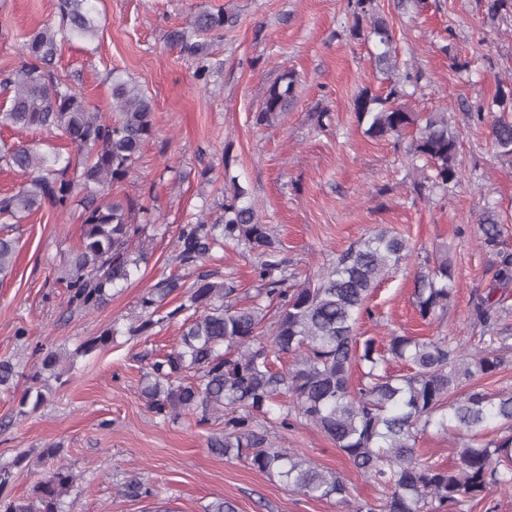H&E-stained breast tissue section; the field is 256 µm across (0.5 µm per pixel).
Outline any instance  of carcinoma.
Instances as JSON below:
<instances>
[{
	"instance_id": "obj_1",
	"label": "carcinoma",
	"mask_w": 512,
	"mask_h": 512,
	"mask_svg": "<svg viewBox=\"0 0 512 512\" xmlns=\"http://www.w3.org/2000/svg\"><path fill=\"white\" fill-rule=\"evenodd\" d=\"M353 23L350 34L375 44L374 63L381 70L397 67L393 35L377 0H349ZM61 24L44 26L22 47V64L4 79L13 86L10 106L0 109V125L18 130H56L79 153L82 162L71 167L57 152H41L27 145L0 150V163L28 174L14 195L0 199V215L32 214L49 205L66 210L78 188L81 245L66 261L69 301L84 308L104 304L109 290L130 276L128 245L130 208L108 199L105 189L120 184L154 128L153 99L138 85L112 81V112L105 117L90 109L81 93L72 89L54 69L64 42L93 40L99 31L90 0H57ZM231 22L224 11L200 10L186 28L167 33V43L198 60L197 79L211 69L201 35L220 33ZM417 83L409 64L402 81L386 95L369 87L359 91L353 108L363 134L370 139L402 138L412 131L409 155L421 158L430 175L414 184L421 195L434 188L448 189L459 178V134L447 112H410L396 104L404 88ZM297 80L284 71L265 91L257 121L270 122L293 100ZM491 138L499 157L512 162V121L491 123ZM247 191L233 184L222 215L210 221L200 217L178 231L181 262L196 265L211 250L234 241L256 250L264 258L258 277L264 281L276 264V252L256 209L245 202ZM481 244L495 249L500 227L496 215L486 211L478 219ZM408 240L379 229L336 255L317 277L288 290L285 280L271 281L258 290L248 306L230 299L233 289L200 276L191 289V306L201 313L183 322L176 348L154 361L141 395L156 414L176 418L198 408L222 420L224 429L211 434L209 450L226 458H245L251 469L280 478L292 491L322 500L350 504V487L341 474L320 467L295 451L277 448L261 432L260 419L272 404L280 406L279 426L294 424L317 428L364 476L382 488V497L371 503L355 502L353 512H465L474 500L491 492L512 493V393L491 394L474 386L479 376L493 375L504 364L506 337L494 335L500 317L497 291L512 283V255H499L495 283L476 298L473 322L482 330L478 342L466 346L447 336L427 340L390 337L385 351L371 340L360 342L355 329L367 311L366 300L411 255ZM17 242L0 236V278L13 271ZM178 288L176 278H162L149 291L142 306L149 316ZM415 303L420 316L432 318L446 311L456 288L448 259L416 273ZM279 299L273 326L265 324L263 297ZM114 331L107 329L76 348L89 355L106 348ZM292 354L287 370L274 369L272 357ZM405 362L404 374L383 370L389 359ZM361 367L357 384L353 368ZM14 364L0 359V388L12 387ZM22 403L35 396L41 403L48 379L30 378ZM498 422L505 434L484 441L486 428ZM463 436L458 465L443 468L421 456L417 436L429 427ZM75 475L58 467L38 482L31 495L0 498V512H63ZM127 498H146L156 490L132 476L120 484Z\"/></svg>"
}]
</instances>
